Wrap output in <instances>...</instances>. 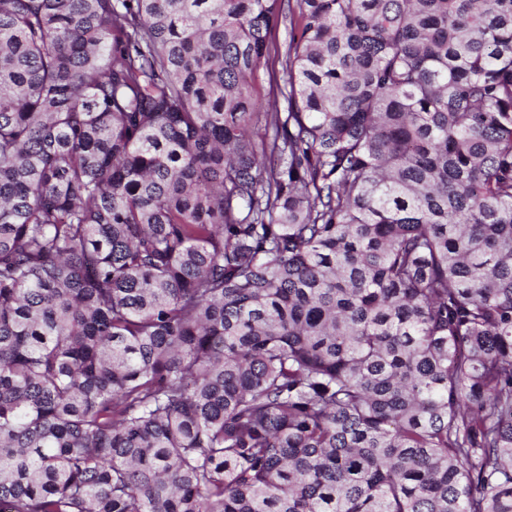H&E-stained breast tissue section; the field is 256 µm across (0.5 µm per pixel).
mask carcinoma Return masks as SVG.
<instances>
[{"instance_id":"cac0c4a2","label":"carcinoma","mask_w":512,"mask_h":512,"mask_svg":"<svg viewBox=\"0 0 512 512\" xmlns=\"http://www.w3.org/2000/svg\"><path fill=\"white\" fill-rule=\"evenodd\" d=\"M0 507L512 512V0H0Z\"/></svg>"}]
</instances>
